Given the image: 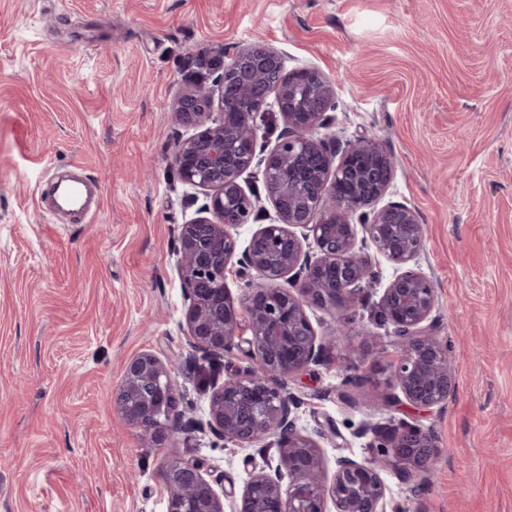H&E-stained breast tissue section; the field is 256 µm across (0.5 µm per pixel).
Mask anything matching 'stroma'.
Listing matches in <instances>:
<instances>
[{
	"label": "stroma",
	"mask_w": 512,
	"mask_h": 512,
	"mask_svg": "<svg viewBox=\"0 0 512 512\" xmlns=\"http://www.w3.org/2000/svg\"><path fill=\"white\" fill-rule=\"evenodd\" d=\"M257 40L335 83L330 135L391 154L384 200L423 226L456 372L429 410L381 406L386 371L346 383L394 349L377 317L394 269L376 260L348 330L309 313L336 344L293 387L297 432L344 436L319 442L328 482L337 456L371 457L366 422L417 424L446 453L415 493L383 471L400 512H512V0H0V512H166L172 462L239 493L267 457L182 431L151 447L112 403L125 361L151 352L204 420L212 379L243 364L190 346L175 245L206 198L170 163L193 133L170 109L200 55ZM67 170L102 187L81 224L40 197Z\"/></svg>",
	"instance_id": "stroma-1"
}]
</instances>
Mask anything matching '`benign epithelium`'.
<instances>
[{"label": "benign epithelium", "instance_id": "1", "mask_svg": "<svg viewBox=\"0 0 512 512\" xmlns=\"http://www.w3.org/2000/svg\"><path fill=\"white\" fill-rule=\"evenodd\" d=\"M216 72L211 85L188 87L172 107L174 119L197 132L178 142L171 165L208 199L204 216L180 227L176 268L192 347L207 358L235 354L243 309L250 331L245 366L213 381L203 422L183 414L175 362L139 353L125 362L117 409L156 446L189 426L226 443L276 448L277 464L268 462L252 475L235 512H327L329 502L336 512H396L381 472L390 467L406 478L428 473L440 453L433 435L405 421L387 432L369 423L365 431L377 452L366 463L337 457L327 485L319 445L296 431L292 414L300 400L289 381L319 364L335 342L317 335L308 311L330 313L338 329L352 321L372 280V248L394 268L379 312L393 327L389 367L402 396L390 395L385 403L403 397L425 409L447 402L454 381L448 345L430 329L438 291L414 268L423 225L404 205L377 207L395 165L375 137L363 133L341 145L319 134L337 107L335 85L319 71H288L280 51L255 41L230 48ZM274 107L288 133L266 153L258 147L254 116ZM254 164L262 168L277 222L262 225L242 247L238 229L257 214L259 196L243 188L241 177ZM310 238L313 257L303 248ZM231 266L247 287L239 306L226 285ZM166 482L167 512H224V497L199 460L172 463Z\"/></svg>", "mask_w": 512, "mask_h": 512}]
</instances>
